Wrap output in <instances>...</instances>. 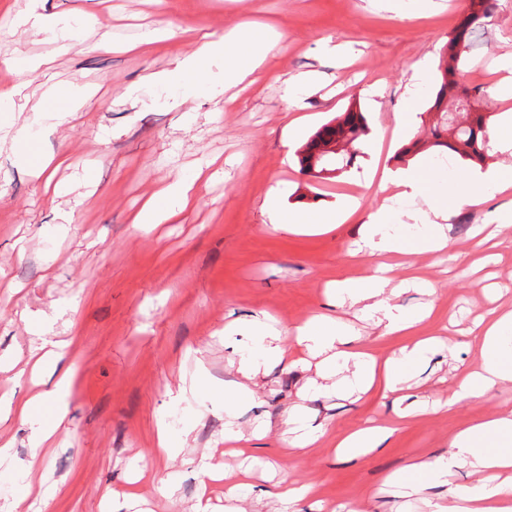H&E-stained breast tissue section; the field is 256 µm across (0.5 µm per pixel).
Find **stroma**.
Wrapping results in <instances>:
<instances>
[{
	"instance_id": "35a3bbf8",
	"label": "stroma",
	"mask_w": 512,
	"mask_h": 512,
	"mask_svg": "<svg viewBox=\"0 0 512 512\" xmlns=\"http://www.w3.org/2000/svg\"><path fill=\"white\" fill-rule=\"evenodd\" d=\"M29 2L0 0V61H11L17 49L51 58L54 83L95 93L16 152L12 136L39 104L48 75L29 73L28 87L13 95V80L0 68V397L22 400L33 392L37 327L67 341L63 364L74 375L66 414L37 469L0 468V504L25 484L29 495L19 512H100L98 490L108 485L142 496L149 512H191L201 498L212 512H224L223 484L205 482L200 470L209 452L227 472L250 469L247 512H275L266 492L281 481L310 487L304 512L350 501L361 512H428L420 499L398 496L386 476L447 452L467 423L512 409V382L447 412L428 407L477 365L467 333L472 322L498 305L512 306V223L485 242L473 236L496 212L512 209V192L453 210L447 253L408 255L403 280L392 283L391 303L399 309L434 304L422 334H434L437 319H455L447 349L428 354L404 385L413 416L396 420L382 385L320 395L308 389L318 376L316 359L280 363L258 377L257 402L237 410L249 458L226 455L224 394L241 381L235 360L254 350L228 326L264 313L292 330L328 314L354 321L379 359L404 344V337L355 320L353 307L335 303L327 288L371 274L376 257L352 253L371 208L392 206L397 232L414 240L430 229L423 216L428 198L450 203L456 186L480 170L449 158L433 169L435 191L411 201L363 178L365 168L395 166L397 151L428 126L426 100L441 49L469 0H401L398 9L386 0H46L45 13L87 27L83 41L64 51L39 35L12 36ZM243 22L276 41L249 86L228 87L216 98L205 87L188 89L175 106L170 92L145 82L148 73L175 69L190 40ZM489 26L493 33L466 80L480 86L488 111L500 113L512 110V98L496 95L512 83V63L504 61L512 39L500 35L512 29V0H498ZM149 27L168 35L135 53L117 51ZM327 44L335 53L324 52ZM292 82L300 85L303 108L288 103ZM351 104L367 112L372 137L347 172L313 181L297 152ZM399 113L410 118L401 132ZM36 152H64L69 163L38 178L28 162ZM195 173L197 203L180 223L134 226L157 188ZM274 194L287 209L329 208L341 195L362 197L367 206L322 232L274 230L266 211ZM294 403L312 424L327 427L318 443L296 452L279 440L283 412ZM382 422L397 425L385 447L336 454L337 435ZM162 424L176 456L157 448ZM166 482L176 485L175 499L164 496Z\"/></svg>"
}]
</instances>
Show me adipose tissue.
<instances>
[{
  "label": "adipose tissue",
  "mask_w": 512,
  "mask_h": 512,
  "mask_svg": "<svg viewBox=\"0 0 512 512\" xmlns=\"http://www.w3.org/2000/svg\"><path fill=\"white\" fill-rule=\"evenodd\" d=\"M273 47V41L265 33L243 23L227 37L212 39L205 35L194 40L176 70L150 74L147 81L171 90L192 87L203 76L206 65L218 58L224 63L218 85L232 86L253 73ZM195 201L194 180L181 178L160 190L154 200L139 211L135 221L140 225L173 223ZM360 206V199L345 196L335 210L328 212L293 210L285 213L273 206L269 213L272 227L321 231L356 213ZM447 244L448 237L442 231L416 244H407L395 234L392 225L384 223L380 214H372L362 246L369 254L382 255L383 260L376 265L373 275L346 278L337 291L343 301L359 307L362 315L383 334L411 337L410 345L384 363H377L374 356L358 345L351 326L335 318L310 319L294 333L270 328L262 318H254L248 332L259 352L240 355L237 360L236 370L243 381L238 384L233 399L224 405L228 416L224 424L225 442L241 440L242 434L235 429L232 418L238 406L255 403L254 381L259 374L269 365L300 352L318 358L325 377L348 369L349 374L341 384L344 391L365 392L378 381L383 383L385 391H399L404 371L417 365L440 341L417 335L419 324L430 315L429 310L404 312L385 301L387 288L400 270L395 258L413 248L438 253ZM470 333L479 346L480 369L461 379L454 392L438 402V410H450L460 399L483 395L499 383L512 381V312L480 319L474 322ZM70 384V371H60L50 388L14 404L15 414L33 426V447L28 460L21 462L11 447L0 446V465L26 473L36 467L43 442L56 429L54 419L61 412L59 399L68 392ZM462 468L477 474V482L465 487L449 485V475ZM388 480L411 494L432 484L447 486L448 504H435L433 512H512V412L504 411L470 422L453 435L447 453L430 461L412 463L403 471L389 475Z\"/></svg>",
  "instance_id": "adipose-tissue-1"
}]
</instances>
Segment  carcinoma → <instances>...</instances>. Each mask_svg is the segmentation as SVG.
<instances>
[{
    "mask_svg": "<svg viewBox=\"0 0 512 512\" xmlns=\"http://www.w3.org/2000/svg\"><path fill=\"white\" fill-rule=\"evenodd\" d=\"M496 8V0H471V13L477 20L470 26L463 24L446 44V67L441 75L430 111L435 119L429 128L432 147L446 149L465 162L481 164L488 158L490 116L470 112L463 123L449 122L459 104H470V92L463 84L466 69L473 54L482 45L486 19ZM371 134L367 117L361 109L350 106L321 128L305 144L298 160L303 171H310L314 153L335 139H343L354 147L366 144Z\"/></svg>",
    "mask_w": 512,
    "mask_h": 512,
    "instance_id": "carcinoma-1",
    "label": "carcinoma"
}]
</instances>
